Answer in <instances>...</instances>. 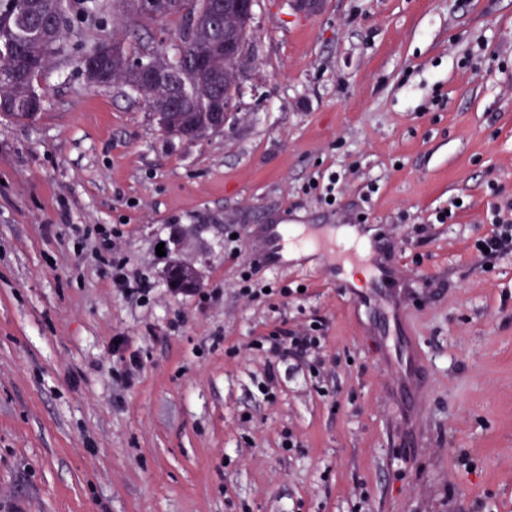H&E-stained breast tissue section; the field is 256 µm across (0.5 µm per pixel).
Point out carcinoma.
Returning a JSON list of instances; mask_svg holds the SVG:
<instances>
[{"label": "carcinoma", "instance_id": "carcinoma-1", "mask_svg": "<svg viewBox=\"0 0 512 512\" xmlns=\"http://www.w3.org/2000/svg\"><path fill=\"white\" fill-rule=\"evenodd\" d=\"M226 0H112V21L136 17L152 23L180 19L179 43L167 51L149 41L133 50L114 36L95 38L79 59L86 82L95 87L127 88L147 106L164 131L196 141L212 134L208 125L216 98L239 91L236 68L212 48L223 31L247 40L249 22L224 5ZM73 0H0V114L25 124L43 109L35 82L62 64L71 35ZM199 22L186 34L188 17ZM157 58L176 74V83L149 80L142 65Z\"/></svg>", "mask_w": 512, "mask_h": 512}]
</instances>
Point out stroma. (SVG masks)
<instances>
[{
  "instance_id": "35a3bbf8",
  "label": "stroma",
  "mask_w": 512,
  "mask_h": 512,
  "mask_svg": "<svg viewBox=\"0 0 512 512\" xmlns=\"http://www.w3.org/2000/svg\"><path fill=\"white\" fill-rule=\"evenodd\" d=\"M246 53L196 142L73 64L36 121L0 116V512H512V255L473 250L512 202V0H257ZM332 172L329 208L305 188ZM363 215L368 249L338 234ZM284 221L309 253L275 269ZM103 228L146 301L113 288ZM176 259L199 294L168 288ZM255 259L304 295L240 298ZM375 263L400 278L356 302L339 279ZM312 323L319 369L289 358L263 400L255 342ZM178 263H173L170 267H177ZM164 275L169 278L171 275H178V278L182 284L183 288H186L187 294H196L198 288L201 285L200 279L201 274L200 270L191 263H182L176 269L166 270ZM197 288V290H195Z\"/></svg>"
}]
</instances>
